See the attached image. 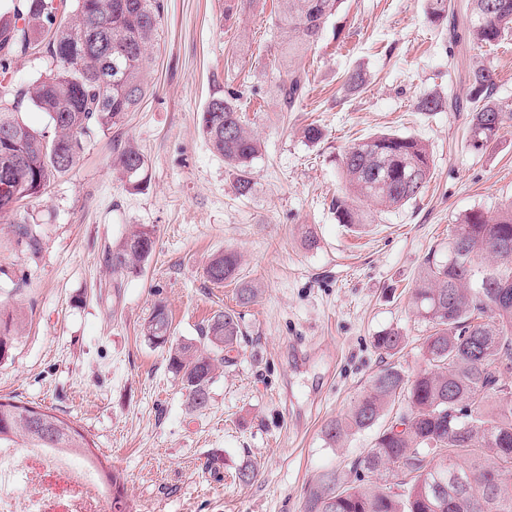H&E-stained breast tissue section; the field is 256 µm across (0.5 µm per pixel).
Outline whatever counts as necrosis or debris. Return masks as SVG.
<instances>
[{"label":"necrosis or debris","instance_id":"obj_1","mask_svg":"<svg viewBox=\"0 0 512 512\" xmlns=\"http://www.w3.org/2000/svg\"><path fill=\"white\" fill-rule=\"evenodd\" d=\"M106 498L87 458L61 448L0 447V512H103Z\"/></svg>","mask_w":512,"mask_h":512}]
</instances>
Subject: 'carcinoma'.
I'll return each mask as SVG.
<instances>
[{
	"mask_svg": "<svg viewBox=\"0 0 512 512\" xmlns=\"http://www.w3.org/2000/svg\"><path fill=\"white\" fill-rule=\"evenodd\" d=\"M68 0H22L0 14V65L15 54L41 50L58 63L55 73L25 89L0 90V216L12 214L27 198L40 195L80 159L85 140L97 132L120 131L148 91L145 53L161 22V0H74L70 21L56 23ZM343 0H279L277 56L286 77L275 80L288 107L307 93L300 61L317 44ZM467 25L458 35L477 48L498 45L512 32V0H469ZM427 17L448 18V0H427ZM23 24H18V20ZM472 117L468 146L481 152L495 143L512 120V106L491 99L492 71H469ZM237 93L217 91L200 117L210 148L236 173V190H252L250 166L259 141L242 124ZM48 116L35 129L20 117L23 104ZM458 107L433 95L420 98L421 112ZM112 166L133 188L147 178L143 152L113 135ZM341 168L360 196L385 206H401L421 195L430 180L429 152L419 140L380 134L352 144ZM341 224L365 223L364 214L336 198ZM13 232L33 252L39 239L30 225ZM512 203L494 217L472 211L459 221L448 241V259L426 260L415 281L412 305L431 323L421 354L427 367L410 377L395 366L377 374L344 418L328 421L325 439L337 445L351 432L374 427L396 401L406 408L375 436L374 444L350 471L322 475L309 488L303 512H512ZM156 248L148 226L131 229L107 254L116 276L139 274ZM238 256L221 252L205 267L206 278L221 284L235 278ZM17 323L0 319V362L8 359ZM145 339L168 348V367L180 380L189 407L210 404L217 365L232 362L229 352L241 333L233 311L212 316L201 332L203 344L172 345L166 306L154 305L143 327ZM405 337L387 330L374 346L399 354ZM0 445L13 448H68L86 455V436L72 423L23 404L0 401ZM112 502L124 497V481L102 472Z\"/></svg>",
	"mask_w": 512,
	"mask_h": 512,
	"instance_id": "cac0c4a2",
	"label": "carcinoma"
}]
</instances>
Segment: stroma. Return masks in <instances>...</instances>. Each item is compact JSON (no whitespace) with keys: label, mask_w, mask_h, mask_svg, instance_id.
<instances>
[{"label":"stroma","mask_w":512,"mask_h":512,"mask_svg":"<svg viewBox=\"0 0 512 512\" xmlns=\"http://www.w3.org/2000/svg\"><path fill=\"white\" fill-rule=\"evenodd\" d=\"M162 3L147 51L151 89L121 127L147 158L146 186L128 187L101 133L17 218H0V317L21 324L0 363V398L73 422L123 476L129 512H302L307 489L327 470H349L376 436L334 447L324 424L388 365L410 376L425 367L430 325L411 305L424 262L447 259L465 214L493 216L512 202V122L475 152L468 110L417 108L428 94L465 100L468 65L490 68L495 99L512 103V36L454 46L426 0H344L304 56L308 93L289 108L272 86L278 0H255L230 20L224 0ZM55 66L20 55L0 84L25 88ZM353 70L366 79L358 92L344 87ZM219 89L240 92L243 123L261 143L244 197L200 130ZM311 124L322 131L315 143L304 136ZM382 132L425 143L432 178L399 208L353 199L367 217L354 230L333 207L350 192L339 160ZM16 219L32 225L38 252L17 240ZM138 224L153 227L156 249L143 273L113 276L106 252ZM309 229L312 249L302 244ZM224 250L240 254L239 275L216 285L204 267ZM243 281L258 294L241 309ZM158 302L179 342H198L215 313L240 316L233 362L217 369L205 410L188 406L167 350L143 337ZM392 329L406 347L390 357L374 338ZM246 461L258 474L244 485L235 472Z\"/></svg>","instance_id":"1"}]
</instances>
